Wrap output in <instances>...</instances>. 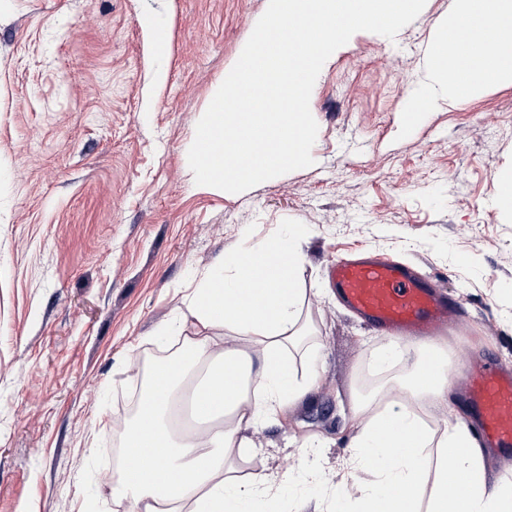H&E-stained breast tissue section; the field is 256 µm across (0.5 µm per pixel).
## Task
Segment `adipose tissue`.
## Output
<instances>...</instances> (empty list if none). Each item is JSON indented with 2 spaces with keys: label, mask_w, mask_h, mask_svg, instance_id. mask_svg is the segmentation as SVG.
Instances as JSON below:
<instances>
[{
  "label": "adipose tissue",
  "mask_w": 512,
  "mask_h": 512,
  "mask_svg": "<svg viewBox=\"0 0 512 512\" xmlns=\"http://www.w3.org/2000/svg\"><path fill=\"white\" fill-rule=\"evenodd\" d=\"M427 56L447 75L452 106L476 83L512 78V56L479 62L468 46L438 41ZM298 262L295 238L283 234L261 250L228 254L192 290L195 334L182 337L172 358L143 366L141 396L122 422L112 495L125 512H256L260 504L273 512L285 477L242 476L235 459L253 449L250 430L318 384L319 351L303 345V296L291 279ZM219 329L229 331L227 342ZM294 350L304 373L293 366ZM435 357L433 378L412 366L399 390L404 406H389L397 390L388 386L354 413L342 494L358 473L373 476L360 488L358 512H512V489L489 483L490 455L466 424L449 423L438 439L427 432L426 409L454 411L447 355ZM230 375L235 384H225ZM428 470L435 479L423 511L416 488Z\"/></svg>",
  "instance_id": "ef3b65f1"
}]
</instances>
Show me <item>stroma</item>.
<instances>
[{
  "instance_id": "35a3bbf8",
  "label": "stroma",
  "mask_w": 512,
  "mask_h": 512,
  "mask_svg": "<svg viewBox=\"0 0 512 512\" xmlns=\"http://www.w3.org/2000/svg\"><path fill=\"white\" fill-rule=\"evenodd\" d=\"M268 4L0 0V512H123L101 474L133 358L193 334L204 271L290 227L321 381L239 463L295 476L279 512H339L355 402L409 381L405 363L375 371L385 341L330 285L337 258L437 278L451 372L512 369V80L449 106L425 50L456 0H426L395 39L355 33L322 68L312 166L238 194L196 184V125Z\"/></svg>"
}]
</instances>
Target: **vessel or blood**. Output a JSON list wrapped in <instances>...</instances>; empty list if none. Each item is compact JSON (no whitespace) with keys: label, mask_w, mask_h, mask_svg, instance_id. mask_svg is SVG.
Wrapping results in <instances>:
<instances>
[{"label":"vessel or blood","mask_w":512,"mask_h":512,"mask_svg":"<svg viewBox=\"0 0 512 512\" xmlns=\"http://www.w3.org/2000/svg\"><path fill=\"white\" fill-rule=\"evenodd\" d=\"M444 36L452 45L469 42L495 52L512 45V38L489 18L469 25L449 22ZM332 280L345 306L387 337L433 336L454 315L448 295L431 279L371 253L337 259ZM463 389L483 447L512 452V372L481 359L469 367Z\"/></svg>","instance_id":"b4317fda"}]
</instances>
